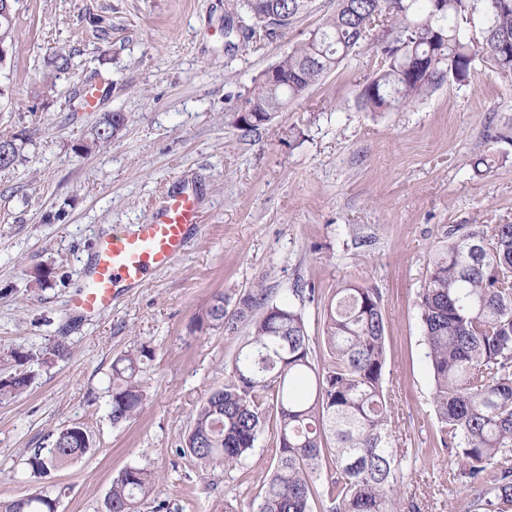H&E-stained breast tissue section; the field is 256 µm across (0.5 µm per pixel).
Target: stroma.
I'll return each instance as SVG.
<instances>
[{"label": "stroma", "instance_id": "1", "mask_svg": "<svg viewBox=\"0 0 512 512\" xmlns=\"http://www.w3.org/2000/svg\"><path fill=\"white\" fill-rule=\"evenodd\" d=\"M224 3L15 0L0 134L23 135L24 162L0 171V354L35 353L60 335L74 354L38 368L25 394L0 404V497L42 490L58 512H104L119 471L148 463L169 512H251L275 456L273 431L231 471L177 453L240 343L211 326L208 310L216 296L233 303L269 288L303 309L322 358L321 317L293 290L326 297L353 279L382 298L383 387L404 456L398 512H471L474 490L453 480L456 466L438 449L418 294L449 227L512 224V78L480 62L470 82L442 83L403 110L363 112L354 89L381 61L368 41L247 133L230 112L323 22L331 0L256 50L225 38ZM58 53L69 55L67 70H57ZM91 85L100 93L89 108ZM109 112L126 125L96 144L93 129ZM480 157L493 161L484 176L473 169ZM179 183L197 189L204 216L183 254L110 312L68 311L92 243L148 223L152 200ZM136 341L155 349L143 374L149 399L116 425L108 377ZM75 423L89 430L92 453L30 478L25 450Z\"/></svg>", "mask_w": 512, "mask_h": 512}]
</instances>
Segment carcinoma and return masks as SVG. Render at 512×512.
Masks as SVG:
<instances>
[{
    "mask_svg": "<svg viewBox=\"0 0 512 512\" xmlns=\"http://www.w3.org/2000/svg\"><path fill=\"white\" fill-rule=\"evenodd\" d=\"M315 0H230V10L249 21L246 47L285 33L312 11ZM334 0V10L277 63L281 83L259 76L231 123L247 132L275 115L336 70L366 41L377 38L384 63L356 94L367 112L400 110L444 81L465 83L476 61L512 75V0ZM481 14L482 38L470 23ZM434 62L413 72L420 60ZM126 125L121 112L106 114L95 139L106 143ZM9 150L0 169L18 165L21 145L1 136ZM432 403L443 451L457 462L456 480L475 485L484 512H512V224L448 231V246L432 260L419 292ZM329 362L320 365L304 313L254 288L233 308L220 296L208 311L213 325L248 332L224 383L210 392L192 418L181 454L205 467L233 470L243 464L266 427L274 431L276 457L261 487L257 512H394L401 477L390 406L383 392L385 317L379 292L343 281L320 303ZM60 336L41 353L12 351L0 373V404L26 393L35 379L30 365L73 356ZM154 358L149 344L135 343L112 362L110 415L118 425L136 418L147 403L141 378ZM92 450L89 431L74 424L49 435L45 447L28 451L25 465L40 478ZM159 476L134 464L112 479L105 512H139L157 492ZM57 499L35 491L0 499V512H56Z\"/></svg>",
    "mask_w": 512,
    "mask_h": 512,
    "instance_id": "carcinoma-1",
    "label": "carcinoma"
}]
</instances>
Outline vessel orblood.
<instances>
[{
  "instance_id": "obj_1",
  "label": "vessel or blood",
  "mask_w": 512,
  "mask_h": 512,
  "mask_svg": "<svg viewBox=\"0 0 512 512\" xmlns=\"http://www.w3.org/2000/svg\"><path fill=\"white\" fill-rule=\"evenodd\" d=\"M152 206L149 223L93 243L86 284L72 296V311L95 317L111 310L113 299L141 287L152 272L173 265L203 222L197 192L190 186L163 191Z\"/></svg>"
}]
</instances>
